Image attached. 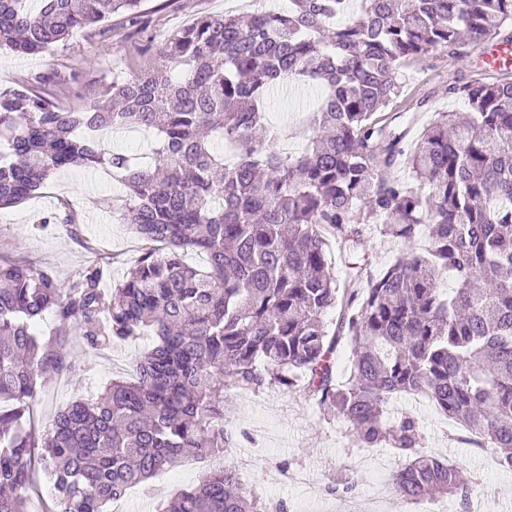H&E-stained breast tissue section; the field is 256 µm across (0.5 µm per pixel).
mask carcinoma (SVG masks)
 <instances>
[{
    "label": "carcinoma",
    "instance_id": "carcinoma-1",
    "mask_svg": "<svg viewBox=\"0 0 512 512\" xmlns=\"http://www.w3.org/2000/svg\"><path fill=\"white\" fill-rule=\"evenodd\" d=\"M0 0V47L38 54L141 0ZM512 0H288L242 20L201 17L171 34L154 62L105 84L108 105L62 109L33 87L0 91V209L33 197L57 171L99 167L126 189L122 223L150 248L117 288L107 261L62 281L0 256V512H28L39 475L45 512H107L126 490L189 457L237 444L224 395L278 385L347 424L359 448H390L407 500L472 486L427 451L419 421L393 416L401 395L424 394L462 427L463 441L512 468V69L449 93L469 116L441 112L407 165L420 187L384 172L400 150L380 115L401 65L437 49L510 42ZM325 89L306 144L283 153L262 137L273 92ZM132 126L156 133L140 166L102 137ZM405 245L378 277L346 263L363 294L345 305L326 233L363 246L359 224ZM428 242L414 246L421 225ZM203 255L206 267L185 262ZM455 286L440 287L444 276ZM51 313L44 338L34 323ZM86 351L152 338L137 374L56 412L42 432L30 407ZM346 339L347 379L332 360ZM351 470L328 486L355 490ZM159 512H270L226 464L163 502Z\"/></svg>",
    "mask_w": 512,
    "mask_h": 512
}]
</instances>
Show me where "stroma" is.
<instances>
[{
    "label": "stroma",
    "mask_w": 512,
    "mask_h": 512,
    "mask_svg": "<svg viewBox=\"0 0 512 512\" xmlns=\"http://www.w3.org/2000/svg\"><path fill=\"white\" fill-rule=\"evenodd\" d=\"M255 7L254 0H142L141 24L130 25L124 15L116 14L107 25L83 30L39 54L0 51V89L28 81L43 85L64 107L77 108L99 97L103 83L112 76L150 62L160 42L178 29L201 17L246 14ZM484 63L474 54L459 61L437 50L400 68L399 94L384 115L403 155L439 113L465 112L463 99L449 89L476 76ZM317 95L311 88L278 95L267 120L269 128L281 134L280 150H301L303 142L292 132L312 120ZM124 195V187L109 171H60L36 197L0 212L11 222L8 230L0 232V253L27 258L68 280L92 261L91 250L96 247L111 259V285H119L141 254L140 241L119 221ZM69 212L76 217L71 228L60 223ZM53 214L57 223L43 225V218ZM149 345L146 338L125 342L103 356L72 344L73 367L48 381L32 407L36 421L49 427L66 403L91 398L112 379L126 376ZM395 407L419 419L434 454L473 479L474 500L512 489V469L482 470L483 448L446 437V421L428 400L406 395ZM224 414L234 431L245 434L225 459L235 463L246 455L252 458V466L240 470V481L263 500L286 503L288 512H341L348 501L354 512H417V503L402 498L391 484L377 487L372 482L381 467H396L398 456L388 448L367 451L349 446L346 425L323 415L314 402L275 386L257 393L228 394ZM213 466L210 459H189L162 471L149 487L133 489L125 499V512H156L165 496L197 485ZM349 468L362 474L359 487L350 493L329 492L330 479L340 478Z\"/></svg>",
    "instance_id": "35a3bbf8"
}]
</instances>
